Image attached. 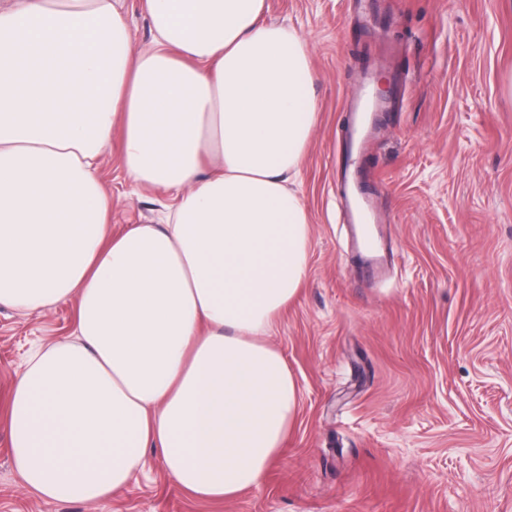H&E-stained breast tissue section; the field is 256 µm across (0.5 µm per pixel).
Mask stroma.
Instances as JSON below:
<instances>
[{
	"label": "stroma",
	"instance_id": "35a3bbf8",
	"mask_svg": "<svg viewBox=\"0 0 512 512\" xmlns=\"http://www.w3.org/2000/svg\"><path fill=\"white\" fill-rule=\"evenodd\" d=\"M266 17L306 40L318 106L296 186L308 277L269 338L299 390L280 455L224 502L183 493L155 453L101 503L29 494L8 396L73 309L0 308V512H512V0H266ZM369 78L386 93L349 159ZM347 161L390 249L371 279L340 205ZM99 176L113 229L160 223L169 192L129 185L114 154Z\"/></svg>",
	"mask_w": 512,
	"mask_h": 512
}]
</instances>
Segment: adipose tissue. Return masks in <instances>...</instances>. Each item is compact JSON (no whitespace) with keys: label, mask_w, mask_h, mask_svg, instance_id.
<instances>
[{"label":"adipose tissue","mask_w":512,"mask_h":512,"mask_svg":"<svg viewBox=\"0 0 512 512\" xmlns=\"http://www.w3.org/2000/svg\"><path fill=\"white\" fill-rule=\"evenodd\" d=\"M140 6L144 47L122 0H0V307L74 306L6 409L42 499L106 501L152 452L191 497L234 498L298 411L268 338L308 275V46L265 0ZM114 142L134 187L172 195L165 223L113 231ZM140 0H125V10L134 39L138 45H147L152 39V27L149 19L142 13Z\"/></svg>","instance_id":"adipose-tissue-1"}]
</instances>
